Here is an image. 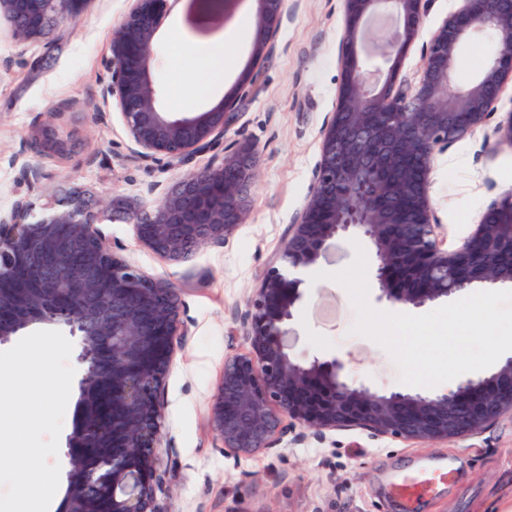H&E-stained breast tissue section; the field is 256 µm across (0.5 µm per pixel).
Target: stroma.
Instances as JSON below:
<instances>
[{"label": "stroma", "instance_id": "obj_1", "mask_svg": "<svg viewBox=\"0 0 512 512\" xmlns=\"http://www.w3.org/2000/svg\"><path fill=\"white\" fill-rule=\"evenodd\" d=\"M186 0H170L154 60L160 101L168 112H202L228 97L239 100L225 142L258 152L250 210L224 243L208 244L187 263L168 261L136 240L122 219L103 225L114 251L178 289L185 335L158 397L164 406L162 512H401L388 484L392 475L427 462L452 466L417 512H489L512 499V411L474 433L441 442L406 441L360 426L319 432L286 423L277 441L244 460L225 451L209 422V407L224 361L249 351L248 302L288 238L309 197L323 130L333 112L344 69L340 43L345 0H285L278 30L263 57L249 34L223 76L204 90L184 83L194 68L189 49L222 40L225 32L255 27L258 0H237L224 22L204 34L184 22ZM461 6L427 0L424 22L403 52L398 83L415 81L422 47ZM127 0H83L46 35L17 42L0 21V216L24 201L35 210L76 193L141 208L199 169L219 165L222 150L176 169L134 160L127 129L115 109L99 113L109 81L114 28ZM498 50L490 33L465 42L453 60L459 81L473 79ZM257 80L249 93L240 83ZM512 119V84L487 125L437 152L429 195L449 247L475 229L484 211L512 190V145L500 129ZM37 161V181L20 177ZM288 341L296 354L341 357L351 383L378 392L400 390L391 355L370 338L350 334L356 312L338 283L303 281Z\"/></svg>", "mask_w": 512, "mask_h": 512}]
</instances>
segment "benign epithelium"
<instances>
[{"label": "benign epithelium", "mask_w": 512, "mask_h": 512, "mask_svg": "<svg viewBox=\"0 0 512 512\" xmlns=\"http://www.w3.org/2000/svg\"><path fill=\"white\" fill-rule=\"evenodd\" d=\"M79 0H0V18L26 42L62 19L64 5ZM168 0H129L112 34L111 79L104 92L130 135L132 157L170 168L188 165L224 142L238 101L188 117L162 110L153 72L154 48ZM254 52L275 36L284 0H258ZM426 0H345L347 24L341 44L344 79L328 119L311 193L292 224L280 255L248 304L249 353L227 358L210 406V422L224 450L250 458L271 448L284 420L318 431L365 426L379 435L425 442L478 431L512 410V357L488 375L461 382L446 393H380L351 384L339 357L302 359L288 345L300 273L313 266L336 238L356 231L373 245L378 299L421 308L472 288L512 286V246L507 257H484L512 229V190L481 216L474 232L455 249L445 248L428 194L436 152L482 129L512 81V0H462L422 48V71L395 86L404 48L425 17ZM395 13L391 36L370 46L365 22L378 6ZM489 29L499 52L472 81L455 83L452 61L467 40ZM257 165V151L235 145L218 166L175 183L152 206L127 208L123 219L136 239L163 258L190 261L200 245L222 244L244 223ZM116 207L94 209L86 196L36 213L17 202L0 218V294L16 298L0 308V345L45 320L33 309L35 290L60 308V325L81 336L82 378L67 455L90 438L89 408L99 386L87 368L112 354V411L97 423L112 430V456L86 470L82 484L112 492V512H158L164 384L174 337L183 333L178 293L116 253L99 228ZM457 287L448 288V274ZM108 312L112 349L94 347L101 335L97 313Z\"/></svg>", "instance_id": "1"}]
</instances>
